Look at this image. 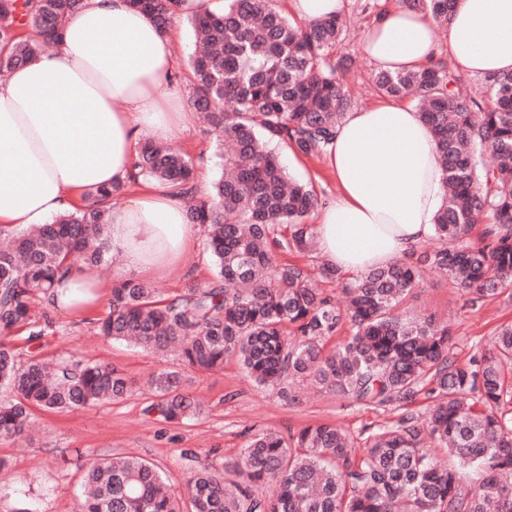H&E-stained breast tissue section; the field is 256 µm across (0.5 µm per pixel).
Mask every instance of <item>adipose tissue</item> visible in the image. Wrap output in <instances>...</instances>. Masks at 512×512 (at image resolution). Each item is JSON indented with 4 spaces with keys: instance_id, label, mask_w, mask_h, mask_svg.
<instances>
[{
    "instance_id": "1",
    "label": "adipose tissue",
    "mask_w": 512,
    "mask_h": 512,
    "mask_svg": "<svg viewBox=\"0 0 512 512\" xmlns=\"http://www.w3.org/2000/svg\"><path fill=\"white\" fill-rule=\"evenodd\" d=\"M171 34L128 0H84L57 48L0 81V225L45 224L88 201L104 185L130 184L142 138L169 140L194 121L161 96L177 67ZM363 49L382 69L419 70L448 58L472 76L512 72V0H456L437 41L422 12L388 0ZM341 192L313 232L322 259L361 276L407 259L432 233L445 193L433 138L409 104L379 103L346 113L328 149ZM186 203L153 181L111 201L105 236L123 261L113 282L161 278L178 269L201 238ZM105 289L92 268L58 275L52 305L89 308Z\"/></svg>"
}]
</instances>
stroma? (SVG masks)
<instances>
[{"instance_id": "1", "label": "stroma", "mask_w": 512, "mask_h": 512, "mask_svg": "<svg viewBox=\"0 0 512 512\" xmlns=\"http://www.w3.org/2000/svg\"><path fill=\"white\" fill-rule=\"evenodd\" d=\"M376 14L371 0H346L343 15L348 28L332 51L333 57L352 59L341 81L356 109L381 100L372 81L376 66L363 50ZM171 28L178 61L175 82L180 87L179 106L185 112L189 109L187 76L194 39L186 17H177ZM171 144L193 158L200 184H209L215 178L219 166L202 121H195L189 130L174 136ZM274 151L293 179L313 186L319 201L336 195L338 185L326 157L297 155L280 145ZM211 277L210 260L198 247L184 256L177 271L151 280L150 285L164 297L183 288L187 279L204 283ZM107 308L103 301L88 313L63 315L39 298L33 310L48 317L45 335L32 340L23 329L11 336L10 343L20 359L34 353L48 361H105L129 377L133 387L119 401L66 412L35 411L30 432L0 437V458L10 466L8 472L0 473V512H78L89 465L124 455L139 456L161 466L169 486L179 495L181 512H191L185 491L189 460L217 468L231 464L239 459L250 435L258 429H270L285 437L308 425L334 422L356 437L365 426L384 425L396 417L395 411L341 400L310 387L302 388L299 403L292 406L277 392L255 387L236 360H228L218 371L199 372L184 368L176 352L159 355L106 340L97 335L96 321ZM403 309L411 316L431 314L450 321L455 336L453 353L463 364L488 349L499 326L512 324V296L473 301L444 274L428 267L422 270L421 288L407 299ZM161 368L183 371L186 390L204 405L201 417L173 424L147 413L154 393L146 380Z\"/></svg>"}]
</instances>
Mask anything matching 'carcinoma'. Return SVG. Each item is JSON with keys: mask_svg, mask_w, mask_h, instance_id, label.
<instances>
[{"mask_svg": "<svg viewBox=\"0 0 512 512\" xmlns=\"http://www.w3.org/2000/svg\"><path fill=\"white\" fill-rule=\"evenodd\" d=\"M182 0H130L168 31ZM272 0H224L218 12L188 15L200 44L192 63L191 108L214 135L219 174L201 194L194 161L146 140L137 150L134 177L172 184L186 199L187 219L205 233L214 269L204 283L160 297L127 279L112 288L99 334L164 351L179 347L187 366L224 368L237 359L258 387L298 401L294 385H318L340 399L375 408L395 407L390 423L362 430V445L333 423L301 428L283 438L272 430L251 435L229 480L208 465L186 483L194 512H512V325L493 348L466 365L451 357L450 325L402 311L429 266L471 294L494 296L512 286V72L485 76L489 101L459 93L448 63L419 71L378 70L374 85L392 98L414 96L442 159L447 192L435 216V246L417 263L395 262L343 288L346 308L321 283L337 271L290 262L312 251L304 218L318 203L305 185L290 181L270 145L296 154L327 152L350 99L329 49L345 22L337 16L302 25ZM444 26L454 0H406ZM82 0H0V70L10 71L55 44ZM35 30L29 40L20 27ZM233 104L232 110L224 108ZM122 186H104L83 208L14 234L0 248V436L24 433L30 409L65 412L119 400L132 382L110 363L18 359L7 339L26 328L45 335L33 298L47 295L65 265L108 260L101 203ZM491 218L483 244L467 241L475 221ZM350 335L327 342L344 323ZM155 401L147 407L168 423L203 414L182 391V377L160 370L150 377ZM425 394L426 415L412 409ZM470 477V484L462 483ZM273 483L266 495L256 486ZM79 512H179L163 472L136 456L104 458L86 471Z\"/></svg>", "mask_w": 512, "mask_h": 512, "instance_id": "1", "label": "carcinoma"}]
</instances>
